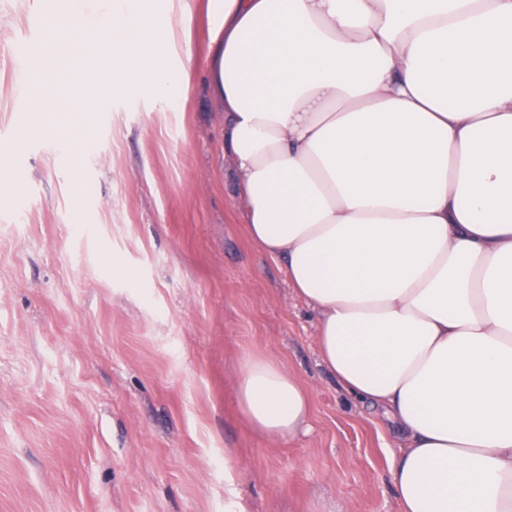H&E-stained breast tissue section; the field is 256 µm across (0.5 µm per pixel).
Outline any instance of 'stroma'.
Masks as SVG:
<instances>
[{"instance_id": "35a3bbf8", "label": "stroma", "mask_w": 512, "mask_h": 512, "mask_svg": "<svg viewBox=\"0 0 512 512\" xmlns=\"http://www.w3.org/2000/svg\"><path fill=\"white\" fill-rule=\"evenodd\" d=\"M109 2L74 0L72 49L46 44L39 0H0V181L20 196L0 207V512H399L393 433L321 364L313 311L247 236L208 0L140 2L188 70L179 103L113 80L91 37ZM253 354L307 388V429L270 441L240 417Z\"/></svg>"}]
</instances>
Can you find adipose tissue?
<instances>
[{"mask_svg":"<svg viewBox=\"0 0 512 512\" xmlns=\"http://www.w3.org/2000/svg\"><path fill=\"white\" fill-rule=\"evenodd\" d=\"M212 90L250 239L317 317L322 363L400 434V512H512V0H212ZM159 24L114 0L112 75L183 99ZM239 411L304 429L247 356Z\"/></svg>","mask_w":512,"mask_h":512,"instance_id":"adipose-tissue-1","label":"adipose tissue"}]
</instances>
